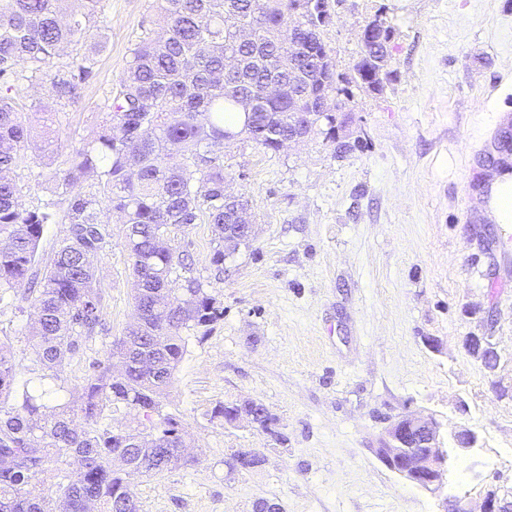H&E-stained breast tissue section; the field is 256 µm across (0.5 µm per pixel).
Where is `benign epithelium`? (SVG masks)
Listing matches in <instances>:
<instances>
[{"label": "benign epithelium", "instance_id": "1", "mask_svg": "<svg viewBox=\"0 0 512 512\" xmlns=\"http://www.w3.org/2000/svg\"><path fill=\"white\" fill-rule=\"evenodd\" d=\"M361 42L372 46L377 56L386 59L390 55L391 41L380 34L377 22L365 24L361 32ZM288 43L299 51L306 53L302 60L309 62L310 49L304 47L307 39L302 31L288 26ZM224 199L235 204V215L238 221L248 225L245 240H253V226L249 225L247 206L239 198L224 195ZM466 350L479 360L489 371H495L500 363V355L490 342L488 336H468L464 340ZM265 417L264 426L272 431L274 419L268 409L255 399L241 401V407L233 413L231 424L242 420L259 424V416ZM379 460L392 472L406 482L418 488L433 493H442L444 489L443 476L451 474L452 462L448 449L444 448L440 426L432 416L405 415L388 421L380 439V447L375 449ZM231 471H251L263 465V457L254 450H242L227 462Z\"/></svg>", "mask_w": 512, "mask_h": 512}]
</instances>
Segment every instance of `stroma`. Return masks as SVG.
Here are the masks:
<instances>
[{"instance_id": "stroma-1", "label": "stroma", "mask_w": 512, "mask_h": 512, "mask_svg": "<svg viewBox=\"0 0 512 512\" xmlns=\"http://www.w3.org/2000/svg\"><path fill=\"white\" fill-rule=\"evenodd\" d=\"M106 43L78 102L58 111L47 89L26 93L30 133L19 171L23 205L52 196L64 168L102 119L135 44L158 28L156 0H104ZM395 28L381 93L345 100L347 152L313 135L276 153L239 138L224 150L227 190L247 200L251 248L215 279L212 228L194 224L173 245L210 280L223 320L186 354L161 411L176 416L191 464L132 476L140 512H440L442 497L388 470L375 449L387 418L423 414L454 456L446 489L480 512L488 493L512 502V226L486 221L488 160L512 113V0H340L322 34L338 73L352 76L367 21ZM53 140V154L43 150ZM123 226L96 263L107 334L84 341L61 375L72 400L133 322ZM25 284L0 299V341L19 379L32 378ZM487 336L501 360L488 371L464 347ZM262 402L275 433L225 424L221 405ZM477 434L456 449L452 431ZM260 452L255 471L229 472L235 451Z\"/></svg>"}]
</instances>
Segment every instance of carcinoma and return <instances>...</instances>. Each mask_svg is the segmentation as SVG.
Segmentation results:
<instances>
[{
  "instance_id": "1",
  "label": "carcinoma",
  "mask_w": 512,
  "mask_h": 512,
  "mask_svg": "<svg viewBox=\"0 0 512 512\" xmlns=\"http://www.w3.org/2000/svg\"><path fill=\"white\" fill-rule=\"evenodd\" d=\"M60 0H0V290L28 282L24 300L34 309L30 330L36 362L60 379L66 361L83 341L106 331L96 279L98 256L112 239L107 214L126 224L125 246L132 268L137 323L111 357L99 363L81 387L78 401L50 404L47 390L16 383L14 354L0 345V512H53L43 495L54 480L61 512H129L132 492L116 477L115 462L157 475L177 468L183 438L175 416L160 411L185 353L182 333L208 328L224 318V307L197 276L187 253L171 244V233L205 219L213 226L210 265L224 273V232L242 225L224 204V132L245 135L277 152L292 124L336 142L330 117L310 110L309 98L323 88L349 94L365 86L375 57L362 51L354 76L336 72L324 51L322 32L329 0H310L304 14L296 0H158L162 32L132 50L116 91L99 104L106 113L91 138L49 171L65 207L49 199L25 208L19 203L17 170L24 162L29 132L22 119L25 90L46 86L63 107L77 102L79 89L95 76L105 30L103 0H81L83 10L59 15ZM310 32L323 59L310 65V80L288 98L296 55L283 29ZM249 39H234L238 29ZM239 65L224 69V51ZM278 94H269V86ZM253 108L245 111L243 102ZM173 154L182 156L170 164ZM93 183L83 186L88 178ZM65 225V238L43 271L33 269L44 226ZM123 404L148 421L142 431L120 435L103 424L105 409ZM83 418L76 428L74 415ZM67 457L76 473L50 464Z\"/></svg>"
}]
</instances>
